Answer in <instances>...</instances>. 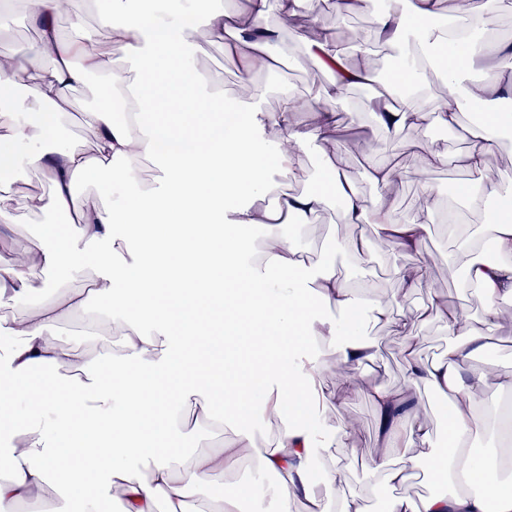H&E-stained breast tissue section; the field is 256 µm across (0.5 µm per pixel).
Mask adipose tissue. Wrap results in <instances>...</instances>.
I'll list each match as a JSON object with an SVG mask.
<instances>
[{
    "instance_id": "ef3b65f1",
    "label": "adipose tissue",
    "mask_w": 512,
    "mask_h": 512,
    "mask_svg": "<svg viewBox=\"0 0 512 512\" xmlns=\"http://www.w3.org/2000/svg\"><path fill=\"white\" fill-rule=\"evenodd\" d=\"M64 0H35L27 11L40 40L24 57L0 51V175L35 172L48 194L27 197L24 207L68 216L75 234H53L36 250L0 257V300L24 304L7 328L0 356V512H41L47 487L57 484L78 512H187L201 501L205 512H243L239 495L215 493L213 480L245 462L256 463L275 482L267 492L277 512H367L366 499L325 479L328 491L310 480L317 446L310 427H285L265 451H257L252 420L281 414L287 400L304 407L335 404L319 381L309 352L321 345L343 372L339 390L356 393L353 367L373 360L376 349L364 321L405 331L408 323L438 318L451 338L436 361L421 360L407 339L404 385L364 390L377 419L378 451L371 472L395 493L385 512H512V485L498 468L471 455V438L490 422L478 411L488 373H466L499 327L497 303L512 300V215L491 223L498 258L470 262L464 284L477 285L487 300L482 326L467 310L430 295L425 306L397 314L403 298L422 287V264L401 267L398 293L366 296L336 273L333 265L307 269L301 252L281 232L303 229L332 202H339L349 224H370V236L339 242L360 259L392 248L419 254L428 219L444 210L434 187L425 186L421 215L403 223L393 219L388 196L368 202L343 165L345 143L331 134L333 109L354 86L377 83L369 46L377 39L401 48L394 77L377 95L373 125L389 134L430 119L469 140L460 163L468 178L459 194L468 202L512 198L506 174L488 157L512 115L491 104L512 96V41L492 46L449 37V28L466 30L474 14L466 0H335L337 14H369L371 26L343 59L329 35L306 38L309 52L331 74L316 102L302 105L283 95L275 111L261 109L253 88L257 67H270L267 48L280 28L289 27L305 0H280L278 27L266 22L268 0H244L238 9L216 0H109L103 23L111 24L113 48L130 70L111 67L107 55L88 54L85 43L62 36L58 19ZM207 28L238 58L241 79L236 96L209 88L193 65L195 32ZM444 59V104L424 113L415 97L424 87L419 59L429 52ZM94 72L106 75V102L86 109L82 123L92 146L62 141L59 126L71 90ZM484 108L482 123L468 121L466 107ZM309 112L299 126L295 114ZM273 139H265L266 129ZM316 148L327 187L261 200L273 190L272 171L293 172L298 158ZM154 158L165 172L161 188L140 192L126 205L123 190L138 178V160ZM96 177L108 206L88 205L75 194L77 184ZM250 202L226 218L230 197ZM261 229L265 241L253 257L249 231ZM94 255L100 268L92 288L60 289L49 302L30 300V273ZM112 311L136 309L141 326L124 335L118 361L96 366L84 349L53 334L63 322L88 309L91 300ZM340 319H333V312ZM70 373L64 384L44 378L47 370ZM499 390L512 393V373L496 374ZM433 391L449 406L447 449L432 446L433 433L420 411L422 391ZM235 426L233 440L221 448L186 455L181 438L204 427ZM147 461L146 480L130 478L132 462ZM428 469L446 487L424 497L405 493L414 471ZM481 483L485 495L465 485Z\"/></svg>"
}]
</instances>
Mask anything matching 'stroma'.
Here are the masks:
<instances>
[{"mask_svg": "<svg viewBox=\"0 0 512 512\" xmlns=\"http://www.w3.org/2000/svg\"><path fill=\"white\" fill-rule=\"evenodd\" d=\"M198 51L195 68L198 74L217 92L233 94L237 89L240 75L239 60L225 53L221 44L211 40L205 27L196 31ZM253 84L258 94L260 106L267 111L275 110L282 95H303L316 98L319 89L315 86L297 88L281 70L258 71L253 75ZM104 79L92 74L82 85L77 97L71 98L67 114L62 121L61 133L71 143L80 147H90V136L78 124L79 112L86 107L102 104ZM336 114L346 116L347 124L336 125L334 136L344 140L355 131H362L375 145L380 157L394 160L404 158L409 168L417 166V152L420 146L432 143L428 125L405 128L397 136H388L372 124L368 106L355 91H348L334 105ZM46 183L35 175H28L21 186L0 183V196L11 198L14 207V221L4 225L0 223V256H8L12 251L22 248H34L46 244L55 219L54 214L26 211L19 203L32 193H48ZM285 236L293 238L298 248L307 255L312 266L319 267L332 262L340 275L348 277L353 284H367L377 293L386 295L399 288L398 270L413 264L414 258L398 251H390L383 256L355 260L344 256L337 249L340 238L352 235L354 228L346 224L341 212L335 207L321 211L302 232L291 227H283ZM422 253L429 261L424 266L425 285L402 301V309L409 310L426 305L429 292L439 293L443 299L458 301L469 311L475 322H482L485 313V301L481 292L466 293L460 288L459 281L466 265L465 256L448 243V228L443 215L431 218L429 230L425 234ZM99 274V267L93 255H86L78 265L61 266L53 269L35 268L30 275L33 286L31 299L35 302L46 301L56 294L55 289L46 287L49 279L58 280L61 286L74 290L90 287ZM135 312L124 313L122 322L112 320L107 305L91 304L87 313L77 315L63 323L58 333L70 342L83 344L88 358L101 364L122 352L125 323L137 322ZM367 334L378 347L375 361L358 367L362 385L382 384L397 387L405 381L403 344L405 335L415 336L417 353L421 359H428L433 350L448 343L449 337L438 319L426 323L409 325L407 334L395 332L387 325H368ZM353 416L360 424L355 449L342 447L335 440L334 433L343 426L345 416ZM309 424L320 434L323 445L315 449L312 464L321 474L334 469H342L345 489L366 494L371 512H380L388 489L380 485L368 472L369 461L376 440V415L370 399L364 394L349 395L344 407H314L309 413Z\"/></svg>", "mask_w": 512, "mask_h": 512, "instance_id": "obj_1", "label": "stroma"}]
</instances>
